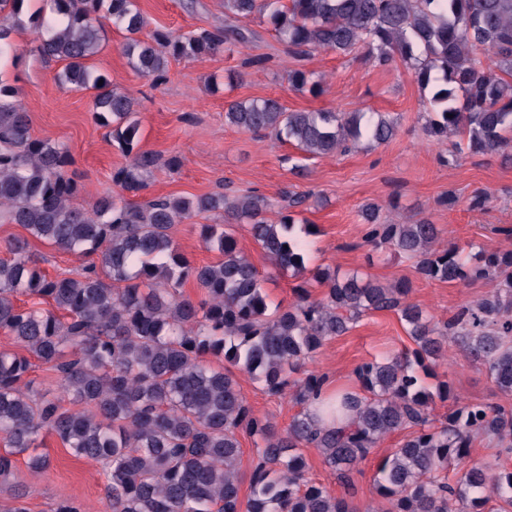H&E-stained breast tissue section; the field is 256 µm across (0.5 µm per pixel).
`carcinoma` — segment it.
Wrapping results in <instances>:
<instances>
[{"label": "carcinoma", "instance_id": "1", "mask_svg": "<svg viewBox=\"0 0 512 512\" xmlns=\"http://www.w3.org/2000/svg\"><path fill=\"white\" fill-rule=\"evenodd\" d=\"M24 0H0V55L23 25ZM50 13L29 16L33 51L63 62L60 82L92 90L93 114L131 157L113 183L136 195L159 158L139 149L140 120L132 98L112 90L108 77L86 64L102 47L105 23L126 32L123 53L152 81L166 77L169 58L214 53L248 41L228 25L141 38L147 22L135 0H53ZM267 19L288 53L317 50L339 56L361 51L385 67L397 61L429 96L422 103L426 135L448 152L468 149L512 162V0H224V16ZM298 92L323 91L313 72L292 70ZM0 84V220L21 226L86 259L80 268L47 276L28 254L29 241L9 243L0 259V329L19 347L0 351V479L14 474V456L55 435L71 455L99 463L109 512H354L353 472L386 436L415 428L377 468L374 485L385 512H484L491 499L512 507V471H495L470 458L479 435L498 439L496 457L512 454V409L474 403L448 409L431 424L428 363L447 345L459 347L497 388L512 392V251L481 254L438 246V229L425 218L384 224L367 205L364 243L390 249L415 264L422 279L440 282L496 279L489 298L459 307L440 323L408 299L409 286H383L358 274L339 277L316 269L293 288L294 300L269 309L259 273L238 248L234 225L246 223L273 268L307 273L305 245L292 214L268 219L261 194L195 198L168 195L144 204L99 196L84 207L83 188L68 149L30 135V118ZM228 124L257 136L288 141L308 156L346 152L397 132L386 116L365 112L288 110L276 98L229 101ZM209 213L206 243L221 259L194 266L175 245V225ZM196 284L202 298L184 293ZM323 288L312 297L310 286ZM29 302L18 304L19 297ZM372 311H394L415 343L411 351L375 358L355 369L358 390H336L325 417L310 409L330 385L306 369L324 341L347 333ZM48 367L71 407L33 389L31 359ZM239 367L269 396L292 392L301 410L280 432L244 400ZM253 439L258 459L250 497L240 498V435ZM313 448L334 472L344 495L307 477L301 449ZM44 453L28 456L38 475L50 468ZM462 475L453 480L448 468ZM0 512H27L23 493L0 500Z\"/></svg>", "mask_w": 512, "mask_h": 512}]
</instances>
